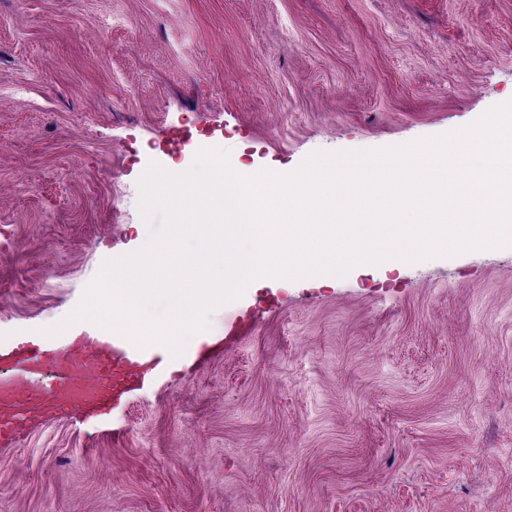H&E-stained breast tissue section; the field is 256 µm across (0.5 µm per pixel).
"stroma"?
Here are the masks:
<instances>
[{
	"instance_id": "obj_1",
	"label": "stroma",
	"mask_w": 512,
	"mask_h": 512,
	"mask_svg": "<svg viewBox=\"0 0 512 512\" xmlns=\"http://www.w3.org/2000/svg\"><path fill=\"white\" fill-rule=\"evenodd\" d=\"M509 100L512 0H0V345L145 244L149 163L287 174ZM0 512H512V248L252 281L0 447Z\"/></svg>"
}]
</instances>
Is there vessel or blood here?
<instances>
[{
  "label": "vessel or blood",
  "mask_w": 512,
  "mask_h": 512,
  "mask_svg": "<svg viewBox=\"0 0 512 512\" xmlns=\"http://www.w3.org/2000/svg\"><path fill=\"white\" fill-rule=\"evenodd\" d=\"M125 338L90 331L49 346L45 339L0 346V445L12 443L35 420L89 413L139 388L155 367ZM52 373L51 386L34 384Z\"/></svg>",
  "instance_id": "1"
}]
</instances>
